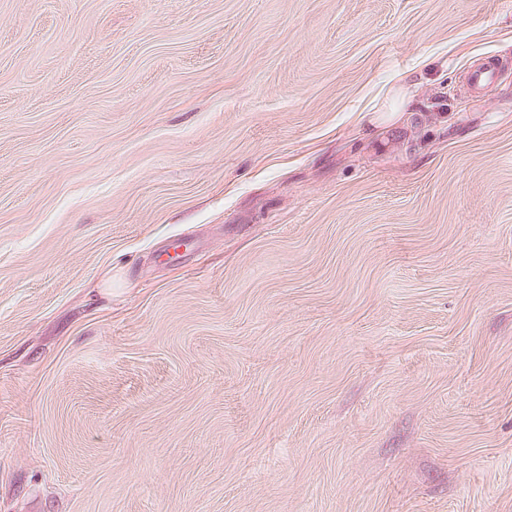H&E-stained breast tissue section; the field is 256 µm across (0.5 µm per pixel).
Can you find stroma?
Here are the masks:
<instances>
[{
	"label": "stroma",
	"mask_w": 512,
	"mask_h": 512,
	"mask_svg": "<svg viewBox=\"0 0 512 512\" xmlns=\"http://www.w3.org/2000/svg\"><path fill=\"white\" fill-rule=\"evenodd\" d=\"M0 512H512V0H0ZM498 67L493 59H488L485 63L470 70L467 77L469 89L473 94H481L495 79Z\"/></svg>",
	"instance_id": "35a3bbf8"
}]
</instances>
